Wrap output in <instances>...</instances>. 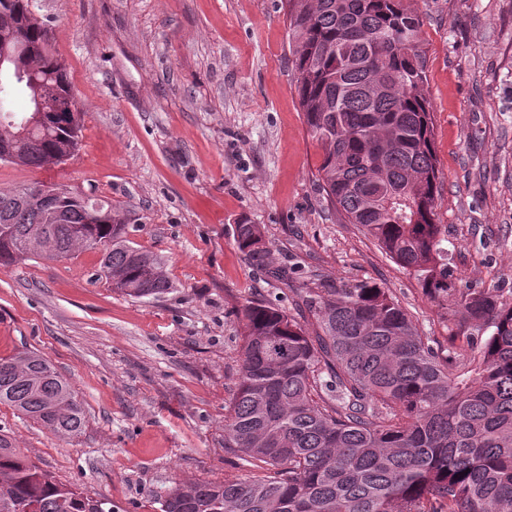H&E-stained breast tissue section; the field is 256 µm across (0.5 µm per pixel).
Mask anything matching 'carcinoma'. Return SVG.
Returning a JSON list of instances; mask_svg holds the SVG:
<instances>
[{
  "label": "carcinoma",
  "instance_id": "cac0c4a2",
  "mask_svg": "<svg viewBox=\"0 0 512 512\" xmlns=\"http://www.w3.org/2000/svg\"><path fill=\"white\" fill-rule=\"evenodd\" d=\"M31 2L0 0V43L23 45L0 71V137L24 132L10 163L40 168L74 156L82 108ZM285 9L300 109L322 149L315 182L338 220L360 225L439 304L448 353L376 283H317L303 298L311 324L273 301L248 302L224 451L263 474L182 482L160 512H512V303L459 285L435 220L423 21L408 0H285ZM18 93L23 113L7 107ZM59 192L48 202L0 189V265L101 245L112 290L156 299L173 288L166 261L128 237L127 214ZM235 240L291 287L294 271L270 265L261 225H236ZM0 405L63 438L85 432L72 386L36 351L0 357ZM0 512L112 507L55 480L0 429Z\"/></svg>",
  "mask_w": 512,
  "mask_h": 512
}]
</instances>
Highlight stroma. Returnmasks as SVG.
Returning a JSON list of instances; mask_svg holds the SVG:
<instances>
[{
    "mask_svg": "<svg viewBox=\"0 0 512 512\" xmlns=\"http://www.w3.org/2000/svg\"><path fill=\"white\" fill-rule=\"evenodd\" d=\"M282 0H33L83 107L62 164L0 162V188L65 186L130 211V237L167 261L157 299L113 292L100 253L0 266V356L42 353L87 414L75 440L0 405V428L58 481L159 512L175 483L251 476L224 452L238 382L240 311L276 299L299 313L320 277L389 289L438 352L448 322L416 279L314 181L322 150L303 121ZM422 17L439 197L462 284L512 302V0H409ZM259 224L282 289L242 253Z\"/></svg>",
    "mask_w": 512,
    "mask_h": 512,
    "instance_id": "1",
    "label": "stroma"
}]
</instances>
